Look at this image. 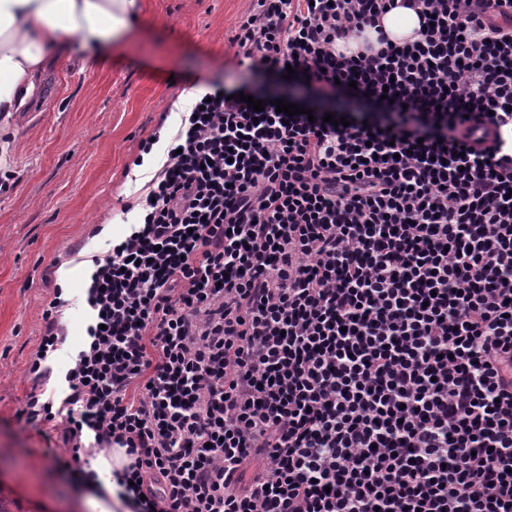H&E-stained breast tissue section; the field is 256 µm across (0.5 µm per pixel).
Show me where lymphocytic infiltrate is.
Returning <instances> with one entry per match:
<instances>
[{"instance_id":"lymphocytic-infiltrate-1","label":"lymphocytic infiltrate","mask_w":512,"mask_h":512,"mask_svg":"<svg viewBox=\"0 0 512 512\" xmlns=\"http://www.w3.org/2000/svg\"><path fill=\"white\" fill-rule=\"evenodd\" d=\"M397 1L253 0L238 56L339 122L215 90L182 114L138 224L92 258L66 397L26 396L72 483L122 448L131 512H512V0H401L416 40L337 54Z\"/></svg>"}]
</instances>
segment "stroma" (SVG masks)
<instances>
[{
	"label": "stroma",
	"instance_id": "obj_1",
	"mask_svg": "<svg viewBox=\"0 0 512 512\" xmlns=\"http://www.w3.org/2000/svg\"><path fill=\"white\" fill-rule=\"evenodd\" d=\"M252 0H143L142 29L118 46L50 61L28 103L0 133V512H91L85 490L53 466L65 454L58 431L19 421L32 385L29 364L54 287L69 304L66 340L38 384L62 399L64 375L84 338L90 256L102 255L138 220L124 211L150 174L134 176L139 144L157 128L178 130L185 89L279 94L280 75L249 72L231 43ZM99 235H92V228Z\"/></svg>",
	"mask_w": 512,
	"mask_h": 512
}]
</instances>
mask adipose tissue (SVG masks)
Wrapping results in <instances>:
<instances>
[{"label":"adipose tissue","instance_id":"ef3b65f1","mask_svg":"<svg viewBox=\"0 0 512 512\" xmlns=\"http://www.w3.org/2000/svg\"><path fill=\"white\" fill-rule=\"evenodd\" d=\"M141 21L140 0H0V122L19 111L34 89V74L66 54L71 39L88 48L106 47L134 37ZM380 24L362 36L337 40V51L356 54L381 30L399 44L414 39L420 28L415 11L401 6L383 15ZM127 461L121 448L96 456L93 468L109 498L93 501L95 512H126L112 476Z\"/></svg>","mask_w":512,"mask_h":512}]
</instances>
